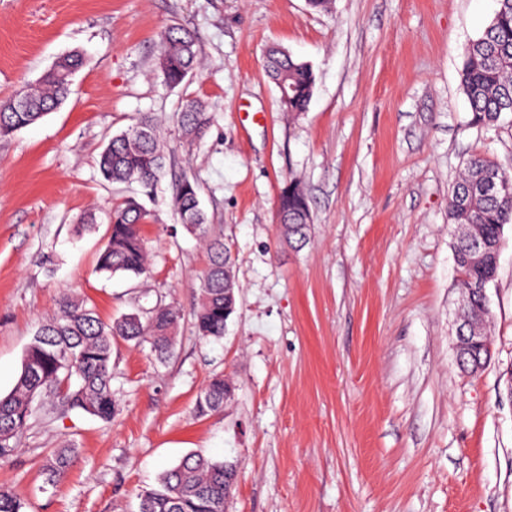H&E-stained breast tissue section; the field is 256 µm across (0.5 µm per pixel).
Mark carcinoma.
Instances as JSON below:
<instances>
[{"label": "carcinoma", "instance_id": "carcinoma-1", "mask_svg": "<svg viewBox=\"0 0 512 512\" xmlns=\"http://www.w3.org/2000/svg\"><path fill=\"white\" fill-rule=\"evenodd\" d=\"M498 7L482 34L469 45L460 70V85L471 112L470 123L491 127L502 115L512 114V0H497ZM163 49L157 71L165 85L175 87L198 70L200 59L195 35L182 27L170 26L161 36ZM85 61L73 50L51 67L35 85L28 86L27 104L20 109L15 98L0 100V138L36 123L67 99L71 78ZM264 68L275 85H284L282 110L290 117L307 111L315 76L312 67L277 46L264 56ZM183 137L189 142L203 138L211 116L195 99H188L178 113ZM102 178L109 183L140 185L151 193L164 176L168 156L160 143L159 126L150 114L112 136L97 162ZM199 185L181 181L174 199L178 221L187 233L203 241L208 262L198 276V305L195 327L203 339L224 337V306L236 305L239 285L224 269L233 267L224 234L207 223L200 206ZM146 219L144 206L134 198L109 213L110 233L100 249L95 271L140 277L149 272V252L141 235ZM281 234L291 246L303 247L309 240L311 213L301 184L292 180L279 198ZM448 223L465 224L470 237L454 244L457 287L495 280L497 269L487 262L471 259L473 242L501 243L506 225L512 224V174L481 155L470 156L452 186L448 201ZM491 316L489 298H474L463 317L487 335ZM179 312L172 306H157L146 318L125 315L103 322L84 298L65 293L56 314L42 324L25 350L21 373L9 394L0 397V460L20 451L19 441L29 427L33 405L50 399L65 410H80L104 422L112 421L117 407L112 390V343L120 338L147 342L155 357L163 361L174 347V330ZM231 380L216 375L209 380L196 401L195 411L206 416L224 407V387ZM76 449L55 448L44 456L41 473L53 486L67 474ZM234 465L200 453H190L165 470L157 486L144 491L138 512H224V496L233 486L224 472ZM23 503L10 487L0 486V512H22Z\"/></svg>", "mask_w": 512, "mask_h": 512}]
</instances>
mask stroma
Segmentation results:
<instances>
[{
    "instance_id": "obj_1",
    "label": "stroma",
    "mask_w": 512,
    "mask_h": 512,
    "mask_svg": "<svg viewBox=\"0 0 512 512\" xmlns=\"http://www.w3.org/2000/svg\"><path fill=\"white\" fill-rule=\"evenodd\" d=\"M496 0H0V100L61 54L85 66L68 100L0 139V396L63 293L102 321L180 312L172 356L112 346L118 411L106 423L40 406L0 485L23 512H135L140 494L188 453L236 465L226 512H512V224L488 296L493 355L478 375L456 361L448 193L479 154L512 169V114L470 126L459 70ZM196 36L202 65L178 87L157 72L160 33ZM275 44L311 65L306 112H282L263 69ZM201 100L212 122L192 144L177 114ZM170 156L143 233L148 277L95 261L110 209L139 186L104 182L96 159L142 114ZM200 186L239 284L218 342L195 329L202 243L174 211L176 184ZM299 179L311 238L289 246L277 203ZM232 397L195 404L214 375ZM74 444L66 477L39 472Z\"/></svg>"
}]
</instances>
